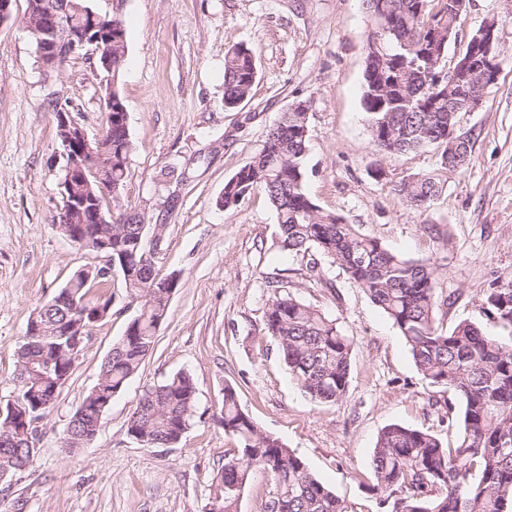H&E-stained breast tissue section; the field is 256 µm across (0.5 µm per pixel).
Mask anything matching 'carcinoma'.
I'll use <instances>...</instances> for the list:
<instances>
[{
  "instance_id": "carcinoma-1",
  "label": "carcinoma",
  "mask_w": 512,
  "mask_h": 512,
  "mask_svg": "<svg viewBox=\"0 0 512 512\" xmlns=\"http://www.w3.org/2000/svg\"><path fill=\"white\" fill-rule=\"evenodd\" d=\"M456 0H365L375 29L363 47L361 104L373 151L384 159L432 149L438 168L395 182L393 195L406 206L425 212L441 193L448 171V102L435 105L433 88L448 66V45L463 16ZM89 11L88 0H27L25 21L53 13L65 19ZM94 34L110 41L113 71L106 72L105 96L122 101L119 77L127 53L126 30H113L115 16L97 14ZM258 74L254 53L243 45L224 56V108L233 109L250 96ZM308 113L287 110L269 130L261 150L224 184L222 205L232 207L256 188L263 189L277 213L278 247L290 254L326 258L362 288L393 322L421 375L435 387L452 392L461 411L462 432L455 446L428 431L393 423L379 433L372 455L375 484L391 512H512V272L496 278L484 307L485 316L509 330V336L486 335L479 326L459 322L445 331L437 324L448 298L437 288V260L412 258L360 234L336 213L323 210L306 186ZM100 155L98 175L88 190L98 199L112 193L120 206L131 151L128 125L112 113V136L93 139ZM424 233L449 249V232L436 224ZM86 234L112 236L113 267L127 296L140 307L102 365L97 383L83 398L67 426L69 448L89 443L94 415L107 411L154 348L156 333L167 316L170 282L154 261L143 258L144 242L165 225L145 224L136 215L118 213L110 224H87ZM76 271L63 290L82 302L85 316L66 303L48 301L35 313L43 335L24 343L17 363L31 368V385L17 398L30 408L53 395L60 375L41 369L67 349L61 333L74 327L86 334L110 300L87 299L93 284ZM264 335L272 338L291 377L312 399L338 403L346 395L353 340L336 321L287 291L275 289L263 316ZM196 408L192 377L178 372L141 395L128 421V433L150 446L177 443L191 425ZM0 418V467L14 460L33 463L32 431L21 422ZM219 421L224 433L240 444L224 458L212 479L208 512H239L243 491L257 471L267 478L259 512H354L312 474L305 462L279 438L262 431L239 405L237 392L224 386Z\"/></svg>"
}]
</instances>
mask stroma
<instances>
[{"instance_id": "stroma-1", "label": "stroma", "mask_w": 512, "mask_h": 512, "mask_svg": "<svg viewBox=\"0 0 512 512\" xmlns=\"http://www.w3.org/2000/svg\"><path fill=\"white\" fill-rule=\"evenodd\" d=\"M119 11L127 55L119 90L131 152L121 202L144 223L166 227L155 263L180 276L156 342L138 373L112 399L95 439L68 450L67 424L96 384L100 366L138 306L117 279L92 288L112 315L91 330L53 408L40 424L34 462L0 493V512H203L211 480L236 440L217 421L224 387L265 432L358 512H384L371 487V458L392 423L456 444L449 393L417 371L392 321L339 268L307 270L302 255L280 253L274 208L262 190L238 205L218 204L225 182L261 150L295 101L309 105L307 190L324 210L363 235L413 258H440L444 327L468 321L498 336L483 304L495 279L512 271V0H474L458 29V51L491 17H501L505 63L479 109L457 115L472 138L468 168L448 171L430 210L410 209L392 182L433 171L434 150L380 161L361 106L363 46L374 23L363 0H90ZM14 0L0 21V399L17 394L16 361L34 312L71 274L98 265L53 222L60 205L62 148L54 104L68 107L89 137L100 134L104 75L80 53L63 71L44 70ZM252 49L258 77L237 109L224 108V54ZM382 165L383 178L374 177ZM449 231L442 252L422 231ZM275 278L293 296L336 320L352 337L350 382L338 403H319L289 375L276 343L261 333ZM178 372L196 386V413L181 440L149 447L128 420L143 391Z\"/></svg>"}]
</instances>
